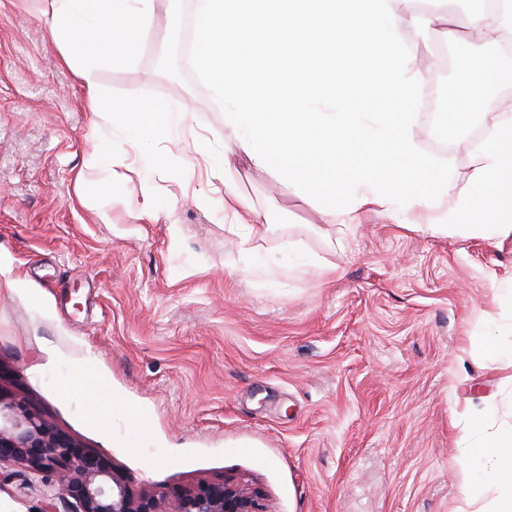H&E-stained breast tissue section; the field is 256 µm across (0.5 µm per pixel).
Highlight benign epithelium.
Segmentation results:
<instances>
[{"mask_svg": "<svg viewBox=\"0 0 512 512\" xmlns=\"http://www.w3.org/2000/svg\"><path fill=\"white\" fill-rule=\"evenodd\" d=\"M22 466L57 478V495L71 512H264L259 493L224 479L171 498L164 492L133 493L103 459L79 450L37 410L0 393V466Z\"/></svg>", "mask_w": 512, "mask_h": 512, "instance_id": "benign-epithelium-1", "label": "benign epithelium"}]
</instances>
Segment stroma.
I'll return each mask as SVG.
<instances>
[{
    "label": "stroma",
    "instance_id": "stroma-1",
    "mask_svg": "<svg viewBox=\"0 0 512 512\" xmlns=\"http://www.w3.org/2000/svg\"><path fill=\"white\" fill-rule=\"evenodd\" d=\"M48 0H0V392L22 399L137 492L248 481L266 512H476L489 499L460 461L458 412L512 424V232L487 240L427 230L434 213L383 210L332 224L308 192L239 159L228 174L264 225L231 227L215 171L234 137L218 75L161 51L180 43L195 0H164L129 63L100 66L106 99L186 113L153 142L124 122L91 126L80 78L48 34ZM448 21L403 30L415 57L463 49L480 78L492 42L458 46ZM415 112L421 157L473 202L472 126H512L457 92ZM450 141L440 144L436 123ZM120 143L123 201L75 197L97 146ZM175 155L146 166L143 154ZM379 172L403 188L414 164L361 144L327 170ZM154 213L136 218L145 186ZM179 225L177 247L169 225ZM320 260L330 277L282 274ZM490 333L497 358L469 355ZM54 476L0 471V512H42Z\"/></svg>",
    "mask_w": 512,
    "mask_h": 512
}]
</instances>
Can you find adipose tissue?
Returning <instances> with one entry per match:
<instances>
[{
  "label": "adipose tissue",
  "mask_w": 512,
  "mask_h": 512,
  "mask_svg": "<svg viewBox=\"0 0 512 512\" xmlns=\"http://www.w3.org/2000/svg\"><path fill=\"white\" fill-rule=\"evenodd\" d=\"M160 0H50L47 22L64 62L78 68L92 121L125 122L134 134L162 138L173 113L154 112L128 100L106 101L94 78L101 61H127L141 37L123 35L129 14L144 27L157 20ZM203 21L197 38L207 47V74H219L218 92L229 110L224 123L236 135L224 152L225 168L235 154L258 167L274 169L290 185L312 188L329 220H358L373 209L422 213L447 203V176H431L412 135L407 112L413 95L429 74L402 42L406 24L390 0H315L301 13L271 9L267 0H197ZM111 27H104V18ZM347 33L339 62L310 49L320 43L335 48L337 30ZM360 82H352V74ZM370 96L389 109L368 116L357 111V97ZM330 102L324 112L320 103ZM398 115H391V108ZM381 143L396 159L415 161L424 178H408L407 190L388 193L373 172L347 168L322 173L320 164L346 143ZM472 181L478 207L472 232L491 238L512 232V127L485 141ZM351 205L339 210L336 201ZM462 460L478 463L484 483L495 492L492 512H512V428L478 430L464 435Z\"/></svg>",
  "instance_id": "adipose-tissue-1"
}]
</instances>
